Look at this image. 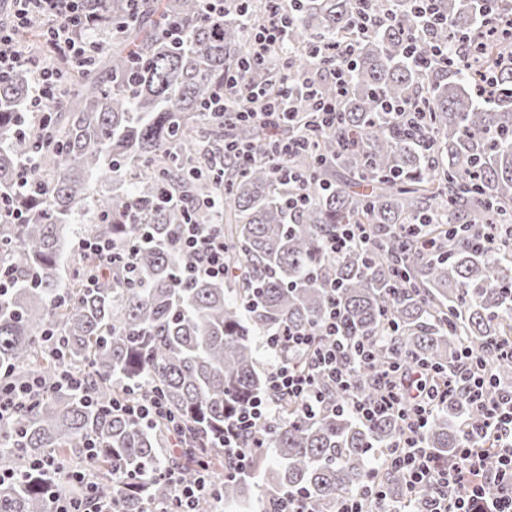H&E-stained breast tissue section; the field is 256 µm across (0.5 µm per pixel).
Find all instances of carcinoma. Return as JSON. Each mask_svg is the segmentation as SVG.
<instances>
[{
	"mask_svg": "<svg viewBox=\"0 0 512 512\" xmlns=\"http://www.w3.org/2000/svg\"><path fill=\"white\" fill-rule=\"evenodd\" d=\"M357 0H294L288 41L271 55L288 58L297 76L317 71L306 46L353 39L349 84L339 98L342 123L308 129L315 151L290 159L301 182L278 180L267 161L274 139L254 123H219L199 111L224 71L246 57L239 14L202 16L197 0H90L103 23L121 33L96 65L67 78L54 112L16 121L30 91V73L17 69L0 82V195L10 194L20 163L38 158L41 193L20 224L0 223V244L14 287L0 298V371L15 384L63 371L86 379L87 395L54 390L21 405L0 423V512H50L47 482L32 460L79 459L97 473V494L119 512H150L171 497L165 469L186 482L196 462L232 467L219 440L234 409L267 396L257 367L256 335L315 329L336 307L345 360L356 390L375 393L376 374L422 361L443 373L458 367L461 344L483 353L512 335V64L492 61L496 44L482 20L512 17V0H434L447 23L417 15L416 0H373L381 17L355 35ZM186 31L167 37L168 23ZM473 53V64L458 63ZM270 94L277 75L254 70ZM419 97L426 121L412 127L383 106ZM253 147L246 170L224 155V143ZM224 168L223 183L207 174ZM122 189L95 200L82 239L135 244L138 276L124 264L103 272L95 255L67 234L76 205L93 180ZM309 196L288 207L297 189ZM224 192V254L233 274L178 284L190 261L180 250L182 224H207L197 204ZM441 241L431 254L395 224H424ZM340 224H369L374 247L331 258L325 241ZM480 224H500L495 245L474 241ZM77 277L66 282L64 266ZM95 279L93 288L87 280ZM54 331L51 341L43 332ZM372 345L358 362L356 347ZM488 398L512 384V359L487 357ZM160 391L172 423L148 427L103 410L117 397L138 400ZM319 401L306 417L285 400L268 426L245 431L244 448L264 436L249 470L218 477L224 512L256 500L273 512L286 491L303 492L323 512L373 477L392 497L405 490L402 473L383 464L401 423L385 415L365 423L344 406L345 393L316 381ZM474 409L463 389L433 412L425 443L445 462L463 438ZM179 434L178 453L167 445ZM98 443L96 456L85 445Z\"/></svg>",
	"mask_w": 512,
	"mask_h": 512,
	"instance_id": "carcinoma-1",
	"label": "carcinoma"
}]
</instances>
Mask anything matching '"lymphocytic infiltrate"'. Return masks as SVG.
Masks as SVG:
<instances>
[{
  "label": "lymphocytic infiltrate",
  "instance_id": "1",
  "mask_svg": "<svg viewBox=\"0 0 512 512\" xmlns=\"http://www.w3.org/2000/svg\"><path fill=\"white\" fill-rule=\"evenodd\" d=\"M11 20L0 22V81L17 68L27 67L32 87L25 106L29 112L50 111L59 99L61 72L39 59L20 51L19 36L33 19L46 25V35L57 52L74 66L95 65L101 42L92 40L90 31L95 14L88 0H5ZM288 19L282 0H266L261 21L249 34V55L234 68L225 71L224 81L216 92L200 105L203 114L222 119L234 115L237 120H256L261 124L279 126L291 103L296 102L295 79L288 65H280L279 99L273 106L252 109V102L263 98L261 83L251 78L252 64L270 65L268 50L288 37ZM212 215L208 224L183 225L178 234L180 248L193 257L183 271L185 281L198 277L227 278L231 270L224 257V198L215 196L206 203ZM269 348L287 347L289 359L279 361L269 374L270 397L251 400L239 410L234 422L224 427V452L233 458L234 474H242L251 462L252 453L241 447L242 429L260 426L274 420L271 397L298 399L303 414L314 411V382L325 376L344 390L347 402L356 416L365 422L391 413L404 423L401 436L390 450L388 464L402 472L408 490L430 486L432 494L416 512H512V392L506 391L494 401L485 391L493 383L483 371L481 361L470 348H463L458 368L466 380V391L476 414L465 427L463 442L456 450V462L444 468L438 457L424 446V432L433 406L445 403L452 389L435 388L426 382L428 367L418 362L400 374L379 375L377 397H360L353 387L345 356L336 339V315L328 313L322 324L312 331L281 330L267 338ZM33 472L62 480L63 486L52 493L53 512H113L109 503L99 501L88 470L80 465L65 464L52 456L32 463ZM173 498L169 506H154L152 512H197L201 498L217 497L218 492L209 470H202L194 482H183L178 474H170ZM495 484L496 498L484 497L485 484ZM83 485L84 497L67 495L65 486Z\"/></svg>",
  "mask_w": 512,
  "mask_h": 512
}]
</instances>
